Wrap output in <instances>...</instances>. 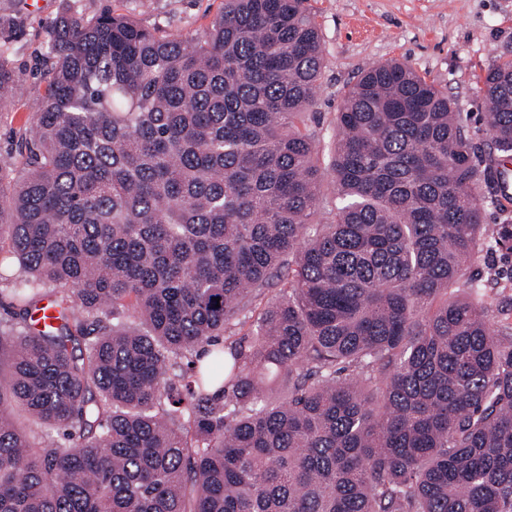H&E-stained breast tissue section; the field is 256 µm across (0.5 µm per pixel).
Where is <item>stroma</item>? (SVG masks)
Returning a JSON list of instances; mask_svg holds the SVG:
<instances>
[{
	"label": "stroma",
	"mask_w": 512,
	"mask_h": 512,
	"mask_svg": "<svg viewBox=\"0 0 512 512\" xmlns=\"http://www.w3.org/2000/svg\"><path fill=\"white\" fill-rule=\"evenodd\" d=\"M319 26L324 66L317 94L322 151L331 148L336 112L346 85L370 66L407 62L448 93L462 113L480 112V75L512 49V0H308ZM134 13L158 33L203 34L224 0H153L139 12L134 0H0V43L16 74L12 98L0 101V167L26 171L25 137L44 91L45 28L58 16ZM474 267L489 291L496 319L512 323V253L488 244Z\"/></svg>",
	"instance_id": "obj_1"
}]
</instances>
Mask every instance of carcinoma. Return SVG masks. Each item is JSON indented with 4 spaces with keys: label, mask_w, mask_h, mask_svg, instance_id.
<instances>
[{
    "label": "carcinoma",
    "mask_w": 512,
    "mask_h": 512,
    "mask_svg": "<svg viewBox=\"0 0 512 512\" xmlns=\"http://www.w3.org/2000/svg\"><path fill=\"white\" fill-rule=\"evenodd\" d=\"M304 3L224 0L196 37L47 26L27 171L0 172L33 289L0 328V512H512V326L471 272L512 224L484 222L468 118L398 59L344 92L321 166ZM481 81L511 160L512 56Z\"/></svg>",
    "instance_id": "1"
}]
</instances>
